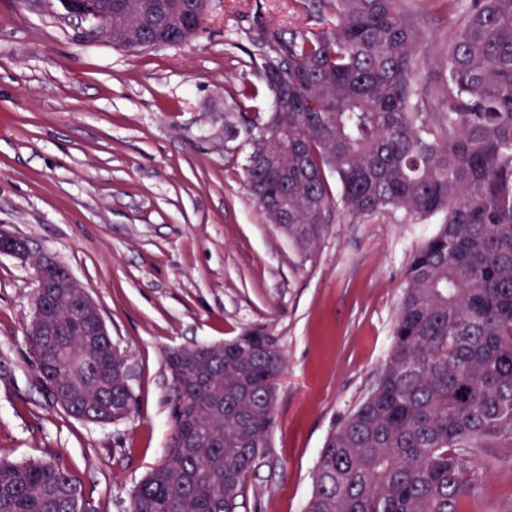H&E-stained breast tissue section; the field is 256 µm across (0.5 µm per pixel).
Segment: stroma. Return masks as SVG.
<instances>
[{"label": "stroma", "mask_w": 512, "mask_h": 512, "mask_svg": "<svg viewBox=\"0 0 512 512\" xmlns=\"http://www.w3.org/2000/svg\"><path fill=\"white\" fill-rule=\"evenodd\" d=\"M414 21L431 64L444 59L455 13L431 4ZM322 25L314 0H214L189 41L126 49L78 41L79 21L47 0H0V230L84 285L135 396L110 424L53 403L26 339L33 271L0 254V459L61 463L92 512H126L174 430L166 351L260 327L288 366L240 512H305L324 440L374 388L409 262L442 221L340 210L305 254L253 202L249 148L225 140L224 105L247 84V111H267L266 33ZM471 460L466 512H512V448Z\"/></svg>", "instance_id": "stroma-1"}]
</instances>
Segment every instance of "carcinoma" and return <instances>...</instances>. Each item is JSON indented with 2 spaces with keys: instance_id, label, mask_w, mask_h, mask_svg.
<instances>
[{
  "instance_id": "1",
  "label": "carcinoma",
  "mask_w": 512,
  "mask_h": 512,
  "mask_svg": "<svg viewBox=\"0 0 512 512\" xmlns=\"http://www.w3.org/2000/svg\"><path fill=\"white\" fill-rule=\"evenodd\" d=\"M458 15L435 79L403 0H317L328 26L267 35L274 97L247 112L240 86L224 135L250 147L246 185L303 252L338 207L352 216L444 214L415 252L394 341L372 391L320 451L306 512H460L475 493L470 460L512 446V0H445ZM199 0H112V46L135 29L190 37ZM336 175L333 194L326 173ZM55 336H30L41 381L80 421L129 417L128 357L97 316L51 312ZM174 434L134 487L128 512H239L276 425L286 367L278 339L246 330L170 350ZM88 512L61 464L0 460V512Z\"/></svg>"
}]
</instances>
